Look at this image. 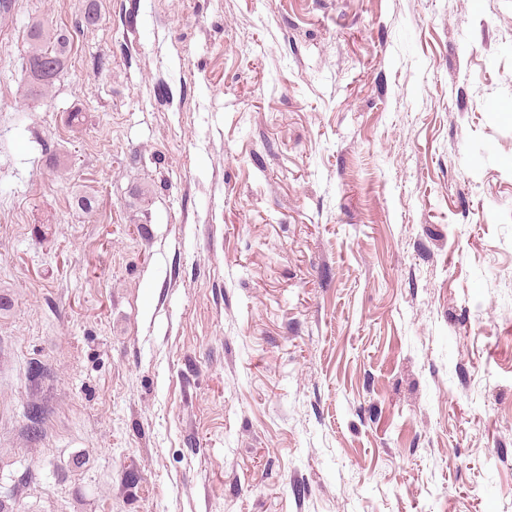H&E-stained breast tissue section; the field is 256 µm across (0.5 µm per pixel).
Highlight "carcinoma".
<instances>
[{"label": "carcinoma", "mask_w": 512, "mask_h": 512, "mask_svg": "<svg viewBox=\"0 0 512 512\" xmlns=\"http://www.w3.org/2000/svg\"><path fill=\"white\" fill-rule=\"evenodd\" d=\"M30 37L33 44L24 63L32 80V94L40 95L59 78L69 38L61 31L50 32L40 27L35 28Z\"/></svg>", "instance_id": "obj_1"}]
</instances>
